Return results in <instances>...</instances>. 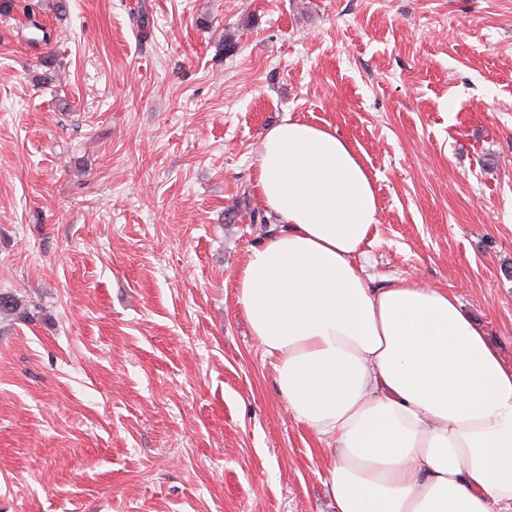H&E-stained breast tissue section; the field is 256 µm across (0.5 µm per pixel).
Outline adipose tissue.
I'll return each instance as SVG.
<instances>
[{
  "mask_svg": "<svg viewBox=\"0 0 512 512\" xmlns=\"http://www.w3.org/2000/svg\"><path fill=\"white\" fill-rule=\"evenodd\" d=\"M254 185L282 220L237 271V302L290 414L331 441L336 512H512V366L447 289L357 259L372 179L335 131L269 127Z\"/></svg>",
  "mask_w": 512,
  "mask_h": 512,
  "instance_id": "1",
  "label": "adipose tissue"
}]
</instances>
